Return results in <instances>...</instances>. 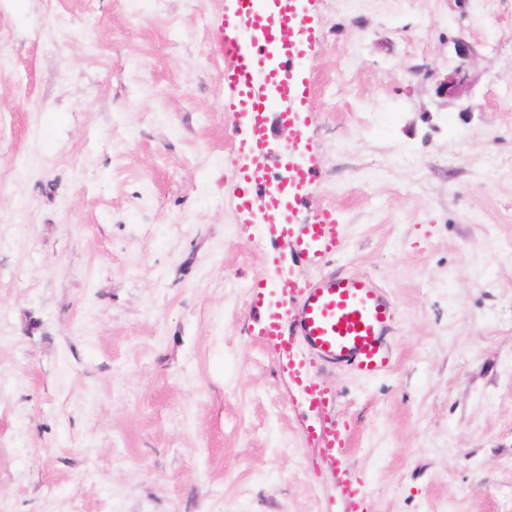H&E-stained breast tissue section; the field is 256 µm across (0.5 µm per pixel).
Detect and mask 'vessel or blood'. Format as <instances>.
<instances>
[{
  "label": "vessel or blood",
  "mask_w": 512,
  "mask_h": 512,
  "mask_svg": "<svg viewBox=\"0 0 512 512\" xmlns=\"http://www.w3.org/2000/svg\"><path fill=\"white\" fill-rule=\"evenodd\" d=\"M299 2L237 0L212 47L227 61L224 109L236 113L244 130L233 181L243 221L261 224L266 236L287 241L301 261L319 266L339 255L342 236L333 210L302 221L296 217L316 168L305 124L312 89L299 67L312 31ZM272 114L287 130L288 142L276 159L282 178L266 191L256 168L269 153ZM251 308L257 336L275 353L288 379L290 400L305 408H322L332 400L329 388L312 377L314 365L347 368L369 378L393 365L388 342L393 304L369 278L335 273L300 282L272 257L253 287ZM349 433L345 422L321 426L316 433L320 456L339 474L346 512H371L365 482L346 469Z\"/></svg>",
  "instance_id": "b4317fda"
}]
</instances>
